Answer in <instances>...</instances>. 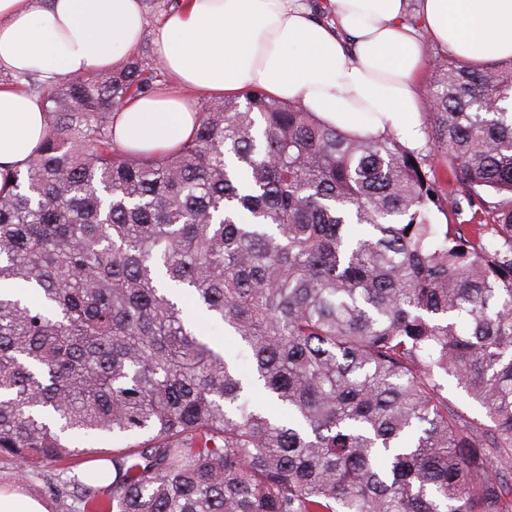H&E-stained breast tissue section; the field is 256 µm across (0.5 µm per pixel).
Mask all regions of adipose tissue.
<instances>
[{
    "label": "adipose tissue",
    "instance_id": "1",
    "mask_svg": "<svg viewBox=\"0 0 512 512\" xmlns=\"http://www.w3.org/2000/svg\"><path fill=\"white\" fill-rule=\"evenodd\" d=\"M334 24L302 0H181L158 30L172 90L132 98L113 143L171 150L199 121L188 96L260 88L349 133L392 126L425 139L419 32L474 64L512 58V0H330ZM143 35L141 0H0V71L48 82L120 66ZM47 129L39 99L0 83V176L25 170Z\"/></svg>",
    "mask_w": 512,
    "mask_h": 512
}]
</instances>
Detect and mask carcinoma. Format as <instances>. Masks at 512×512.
<instances>
[{"label":"carcinoma","instance_id":"carcinoma-1","mask_svg":"<svg viewBox=\"0 0 512 512\" xmlns=\"http://www.w3.org/2000/svg\"><path fill=\"white\" fill-rule=\"evenodd\" d=\"M154 70L26 75L48 120L0 187V457L111 441L110 491L73 479L83 512H512V61L437 60L426 154L258 88L122 152ZM443 383L448 392V400L452 404L463 409L470 417L485 420L484 411L467 398L465 392L456 385L455 380L448 377V380L445 379Z\"/></svg>","mask_w":512,"mask_h":512}]
</instances>
